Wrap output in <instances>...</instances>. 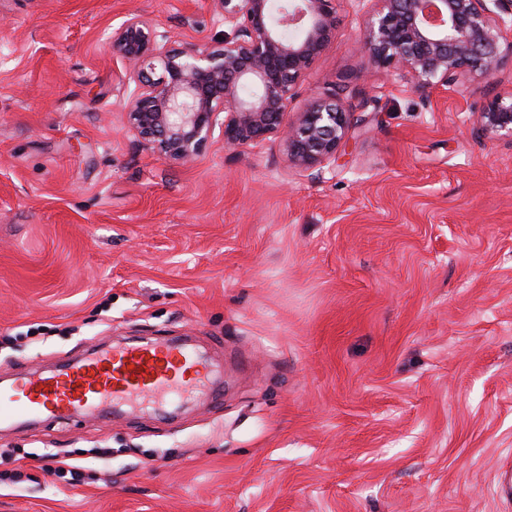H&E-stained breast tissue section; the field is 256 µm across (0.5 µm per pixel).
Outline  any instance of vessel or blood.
<instances>
[{
  "label": "vessel or blood",
  "mask_w": 512,
  "mask_h": 512,
  "mask_svg": "<svg viewBox=\"0 0 512 512\" xmlns=\"http://www.w3.org/2000/svg\"><path fill=\"white\" fill-rule=\"evenodd\" d=\"M209 375L196 350L165 339L94 348L64 369L16 375L0 391V423L10 418L51 423L111 404L155 401L180 390H201Z\"/></svg>",
  "instance_id": "1"
}]
</instances>
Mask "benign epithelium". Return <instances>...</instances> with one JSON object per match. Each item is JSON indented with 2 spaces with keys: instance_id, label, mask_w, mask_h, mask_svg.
<instances>
[{
  "instance_id": "obj_1",
  "label": "benign epithelium",
  "mask_w": 512,
  "mask_h": 512,
  "mask_svg": "<svg viewBox=\"0 0 512 512\" xmlns=\"http://www.w3.org/2000/svg\"><path fill=\"white\" fill-rule=\"evenodd\" d=\"M229 31L218 48L171 49L167 36L132 14L112 47L135 83L127 122L159 156L192 160L215 128L231 147L282 137L288 161L322 173L364 122L341 93L316 99L285 122L297 85L336 34L337 0H213ZM359 50L400 79L446 86L489 78L512 41V0H378ZM486 139L512 138V95L477 113Z\"/></svg>"
}]
</instances>
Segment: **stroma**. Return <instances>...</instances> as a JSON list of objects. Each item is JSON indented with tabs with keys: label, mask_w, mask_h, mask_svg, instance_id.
<instances>
[{
	"label": "stroma",
	"mask_w": 512,
	"mask_h": 512,
	"mask_svg": "<svg viewBox=\"0 0 512 512\" xmlns=\"http://www.w3.org/2000/svg\"><path fill=\"white\" fill-rule=\"evenodd\" d=\"M377 8L338 0L287 114L367 112L318 174L129 130L113 31L215 46L212 0H0V380L129 337L224 366L218 402L0 426V512H512V140L473 131L512 56L395 80L357 49Z\"/></svg>",
	"instance_id": "35a3bbf8"
}]
</instances>
